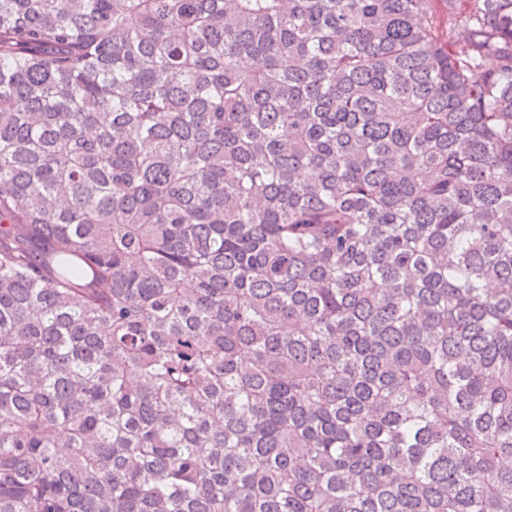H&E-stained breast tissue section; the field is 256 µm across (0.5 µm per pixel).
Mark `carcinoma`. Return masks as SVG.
<instances>
[{
    "instance_id": "obj_1",
    "label": "carcinoma",
    "mask_w": 512,
    "mask_h": 512,
    "mask_svg": "<svg viewBox=\"0 0 512 512\" xmlns=\"http://www.w3.org/2000/svg\"><path fill=\"white\" fill-rule=\"evenodd\" d=\"M0 0V512H512V0Z\"/></svg>"
}]
</instances>
